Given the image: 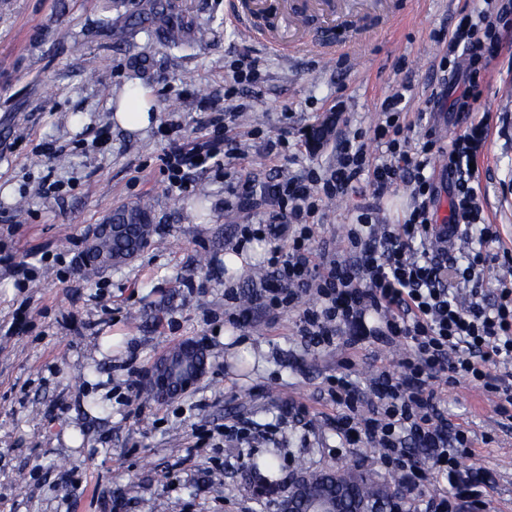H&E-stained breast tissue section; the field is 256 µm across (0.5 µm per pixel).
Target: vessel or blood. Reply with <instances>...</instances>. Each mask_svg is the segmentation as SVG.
Listing matches in <instances>:
<instances>
[{"instance_id":"obj_1","label":"vessel or blood","mask_w":512,"mask_h":512,"mask_svg":"<svg viewBox=\"0 0 512 512\" xmlns=\"http://www.w3.org/2000/svg\"><path fill=\"white\" fill-rule=\"evenodd\" d=\"M374 7L375 0H315L328 21L316 31H309L298 16L289 14L288 0H226L228 15L236 25L277 50L311 48L329 56L347 49L341 36L354 4Z\"/></svg>"}]
</instances>
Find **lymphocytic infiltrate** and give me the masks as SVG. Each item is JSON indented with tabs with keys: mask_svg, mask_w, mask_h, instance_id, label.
I'll return each mask as SVG.
<instances>
[{
	"mask_svg": "<svg viewBox=\"0 0 512 512\" xmlns=\"http://www.w3.org/2000/svg\"><path fill=\"white\" fill-rule=\"evenodd\" d=\"M512 31V0H484L447 34L448 48L438 62L426 112L449 111L462 134L439 145L434 128L411 141L400 118L405 95L394 90L380 104L382 120L373 139L383 149L370 163L361 135L336 142V160L326 171L305 176L274 173L262 182L247 179L225 210L253 204L267 217L240 228V243L268 241L267 273L258 286L225 288L229 321L246 326L255 313L274 317L299 309L296 332L313 352L353 349L372 340L403 338L411 349L398 370L377 369L366 392H359L348 371L349 359L328 375L327 394L341 411L336 423L345 443L375 448V464L400 476L412 488H432L428 512H484L489 473L463 467L472 441L466 430L449 423L441 408V387L468 382L494 395L501 414L512 411V279H501L495 298H487L490 259L482 245L497 231L483 215L479 177L470 164L489 134L488 117H475L477 73L501 54L497 29ZM160 158L170 191L185 193L192 173L225 166L240 152L226 122L194 141L167 127ZM443 154L441 171L431 160ZM448 179L450 215L434 222L437 175ZM366 184L371 200L348 225L342 244L316 240L325 201L356 192ZM411 188L403 223L380 216L379 202L393 188ZM478 240L461 255L449 252L454 240ZM315 302L301 307L302 298Z\"/></svg>",
	"mask_w": 512,
	"mask_h": 512,
	"instance_id": "1",
	"label": "lymphocytic infiltrate"
}]
</instances>
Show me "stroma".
<instances>
[{
    "label": "stroma",
    "instance_id": "obj_1",
    "mask_svg": "<svg viewBox=\"0 0 512 512\" xmlns=\"http://www.w3.org/2000/svg\"><path fill=\"white\" fill-rule=\"evenodd\" d=\"M224 2L0 0V213L13 219L0 223V255L55 256L25 287L0 267V322L25 313L14 334L0 333V512H109L114 499L121 512H278L277 489L301 469L354 467L372 481L390 480L373 464L374 449L340 445L339 410L324 393L336 352L307 350L292 312L247 328L226 323L225 281L251 287L250 268L267 246L224 270L247 216L225 211L229 181L220 172L196 177L209 191L205 210L196 193L168 192L161 128L177 122L187 141L203 134L208 113L225 107L231 62L248 55L259 60L262 79L236 120L242 159L232 171L261 179L277 169L328 167L332 144L272 159L249 133L318 125L336 103L337 130L370 132L381 101L405 80L409 135L419 138L427 80L442 53L433 35L457 23L462 5L478 10L482 2L389 0L377 20L384 33L331 58L243 37ZM158 10L187 34L207 31V40L170 47L153 19ZM118 26L129 28L128 39L115 38ZM136 84L150 91L157 122L130 134L113 127L110 103ZM479 89L491 118L488 146L475 161L485 216L499 232L493 250L512 252V66L500 61ZM46 142L53 151L44 156ZM48 174L68 182L64 202L38 194ZM145 199L157 228L150 246L86 276L78 260L96 224ZM361 202L356 194L326 202L318 236L342 238ZM189 280L201 293L189 294ZM192 340L209 349L192 388L172 399L131 396L133 369L150 370ZM407 349L399 340L351 351L358 388L373 367H396ZM91 400L99 411L88 410ZM441 406L474 439L465 466L496 475L486 512H512V419L467 384L448 389ZM236 421L255 436L245 454L217 433ZM272 447L275 470L250 474L251 457ZM258 479L274 495L256 497Z\"/></svg>",
    "mask_w": 512,
    "mask_h": 512
}]
</instances>
